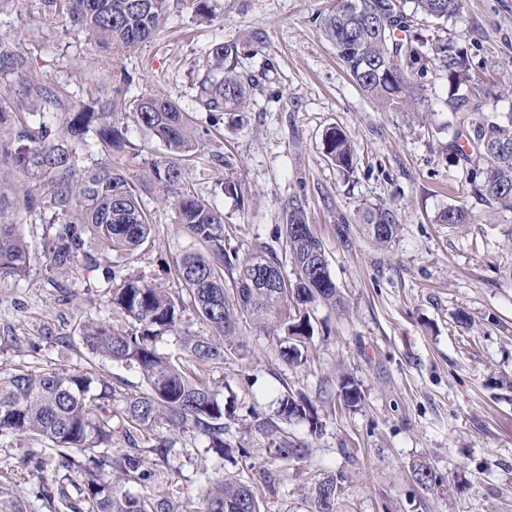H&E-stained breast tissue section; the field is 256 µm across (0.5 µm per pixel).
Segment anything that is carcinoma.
<instances>
[{"label": "carcinoma", "mask_w": 512, "mask_h": 512, "mask_svg": "<svg viewBox=\"0 0 512 512\" xmlns=\"http://www.w3.org/2000/svg\"><path fill=\"white\" fill-rule=\"evenodd\" d=\"M413 3V13L446 21L459 13L463 0ZM50 5L101 51L126 54L161 30L168 0H50ZM411 22L402 0H337L321 15L320 29L359 89L383 110L424 111L427 69L421 62L427 60L443 72L456 121L472 131L471 145L486 160V166L475 169L481 194L512 208V118L506 125L478 119L479 106L462 92L472 83L464 53L446 40L430 43L410 33ZM238 53L236 43L222 42L208 54L209 70L199 83L197 100L216 123L238 110L254 88V79L237 71ZM0 76L11 77L0 83V280L24 277L31 262L9 215L15 201L1 186L4 174L12 173L26 185L24 209L43 226L41 255L50 281L61 276L104 289L107 305L127 322L119 328L88 318L79 324L83 344L96 356L138 371L144 381L140 391L118 398L108 381L90 371L27 365L0 371V435L46 440L58 448L53 465L35 453L19 461L30 472L52 469L41 485V495L50 503L69 500L71 487L76 492L72 512H181L168 490L142 497L120 490L122 481L152 478L138 441L165 456L175 437L190 432L217 454L229 455L224 427L234 419V398H221L217 387L195 370L222 365L229 356L245 357L237 340L242 316L276 339L284 363L303 364L297 344L314 334L308 306H343L328 262L314 264L325 254L323 244L307 223L303 201L292 198L279 236L295 278L280 287L264 286L254 271L278 274V252L262 246L241 260L225 249L223 213L184 184L185 160L203 146V134L175 102L146 93L133 102V121L167 150L149 163V177L199 249L183 254L177 263L175 291L141 277L116 279L112 254H132L153 231V218L141 206L126 164L125 130L105 120L127 107L122 86L128 77L119 78L112 96L96 101L97 109L73 110L63 85L34 74L23 53L1 43ZM54 111L67 113L57 125L45 120ZM322 146L337 167L354 169L355 148L342 130H326ZM92 148L105 162L79 164L81 152ZM468 221V212L460 207L436 215L438 224ZM359 223L373 242L387 245L395 237L398 218L376 206L363 211ZM91 239L97 241L95 254L87 250ZM226 270L235 274L231 292L224 288ZM187 299L211 334L185 336L179 351L162 353L158 343L177 331ZM252 418L255 430L267 440L262 452L283 463L304 457L308 448L283 434L278 422L305 420L312 433L320 430L311 408L288 393L277 399L275 417L254 411ZM114 447L117 451L107 452ZM413 477L425 489L440 486L428 464L418 465ZM336 479L330 474L315 484L310 512H336ZM203 499L204 512H261L255 487L231 476L209 482ZM0 512H25L9 481L0 483Z\"/></svg>", "instance_id": "1"}]
</instances>
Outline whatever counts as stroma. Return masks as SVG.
Segmentation results:
<instances>
[{
	"instance_id": "1",
	"label": "stroma",
	"mask_w": 512,
	"mask_h": 512,
	"mask_svg": "<svg viewBox=\"0 0 512 512\" xmlns=\"http://www.w3.org/2000/svg\"><path fill=\"white\" fill-rule=\"evenodd\" d=\"M333 0H208L206 17L191 0H169L161 31L136 51L101 60L86 36L64 31L60 14L43 0H11L0 10V38L24 53L34 72L64 84L71 106L92 105L125 72L127 100L153 93L191 112L210 127L206 143L185 167L191 188L224 214V244L239 257L274 243L290 199L300 197L322 241L331 274L344 298L334 309H311L315 333L305 365L279 357L272 337L240 322L245 358L211 369L210 381L228 383L235 418L224 432L233 448L224 458L203 440L182 435L167 456L147 454L154 477L130 484L147 495L172 487L185 512H201L209 481L232 475L256 486L262 512H310V489L327 474L342 475L336 512H512V209L489 201L470 184L473 166L456 149L457 136L441 72L429 71V119L384 112L355 85L319 27ZM416 33L441 36L467 50L485 122L512 118V0H464L462 10L439 23L424 16ZM243 45L238 69L259 77L241 114L211 126L196 103L214 44ZM340 126L355 143L357 163L345 174L323 155L324 130ZM232 179L244 195L226 196ZM155 224L133 255L115 259L117 276L174 285V263L187 250L171 205L152 186L138 189ZM394 211V241L382 247L364 233L365 209ZM449 207L466 209L469 223H435ZM16 222L32 254L25 278L0 281V336L34 342L19 357L0 348V370L24 362L104 377L118 394L137 391L134 371L93 356L78 324L111 319L104 297L79 282H50L41 255L42 226L25 211ZM353 238L342 247L336 224ZM66 288L70 302L58 299ZM360 395L344 405L347 388ZM284 392L303 396L322 425L305 421L282 428L309 446L288 463L262 452L252 411L272 414ZM30 450L55 457L51 442L0 438V480L12 478L25 512H55L41 497L36 477L18 473ZM430 463L444 479L428 491L413 479L416 464Z\"/></svg>"
}]
</instances>
